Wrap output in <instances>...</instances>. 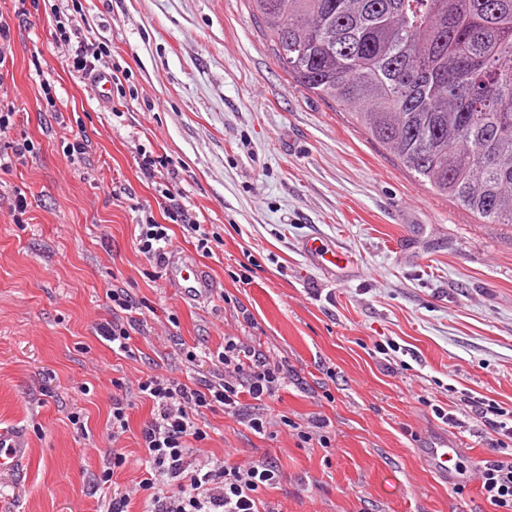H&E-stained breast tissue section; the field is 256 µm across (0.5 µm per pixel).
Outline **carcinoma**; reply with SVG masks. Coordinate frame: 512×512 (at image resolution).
Returning <instances> with one entry per match:
<instances>
[{
    "mask_svg": "<svg viewBox=\"0 0 512 512\" xmlns=\"http://www.w3.org/2000/svg\"><path fill=\"white\" fill-rule=\"evenodd\" d=\"M285 73L512 227V0H252Z\"/></svg>",
    "mask_w": 512,
    "mask_h": 512,
    "instance_id": "obj_1",
    "label": "carcinoma"
}]
</instances>
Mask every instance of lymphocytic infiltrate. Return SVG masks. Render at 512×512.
Masks as SVG:
<instances>
[{"instance_id":"obj_1","label":"lymphocytic infiltrate","mask_w":512,"mask_h":512,"mask_svg":"<svg viewBox=\"0 0 512 512\" xmlns=\"http://www.w3.org/2000/svg\"><path fill=\"white\" fill-rule=\"evenodd\" d=\"M111 300L116 316L101 326V336L113 352L127 353L130 332L141 323L140 307L124 293H112ZM215 360L224 372L213 378L183 381L151 373L133 387L116 382L113 437L127 432L133 398L150 402L151 417L140 430L147 475L133 492L113 493L108 512H129L135 493L142 495L147 512H280L278 504L266 497L267 490L281 480L276 466L259 460L230 464L201 458V447L210 435L200 420L205 413L220 410L242 417L258 434L267 433L274 424H288L284 415L274 420L246 413L242 402L246 396L259 404L276 397L287 369L235 336L225 337ZM474 407L497 436L496 456L480 470L484 498L493 512H512V409L486 401L475 402Z\"/></svg>"}]
</instances>
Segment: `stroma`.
Returning a JSON list of instances; mask_svg holds the SVG:
<instances>
[{
  "label": "stroma",
  "instance_id": "stroma-1",
  "mask_svg": "<svg viewBox=\"0 0 512 512\" xmlns=\"http://www.w3.org/2000/svg\"><path fill=\"white\" fill-rule=\"evenodd\" d=\"M58 10L86 19L80 39L108 45L111 103L72 71ZM0 15L8 139L34 145L0 171V426L30 443L19 476L0 483V512H106L145 474L151 416L136 401L112 439L113 380L211 375L228 336L287 366L265 412L290 424L264 436L209 412L204 450L275 463L281 483L266 496L281 512H492L472 474L493 433L467 399L512 407V227L434 193L287 77L251 0H0ZM142 150L166 159L167 181L143 174ZM171 201L208 228L205 251L173 225L167 255L199 262L210 298H186L138 248L144 211L165 222ZM312 237L353 265L322 268L303 249ZM113 289L141 308L127 355L97 335ZM315 415L331 422L327 447L298 446L294 426ZM435 435L462 448L463 493L428 467ZM116 448L126 463L97 489Z\"/></svg>",
  "mask_w": 512,
  "mask_h": 512
}]
</instances>
